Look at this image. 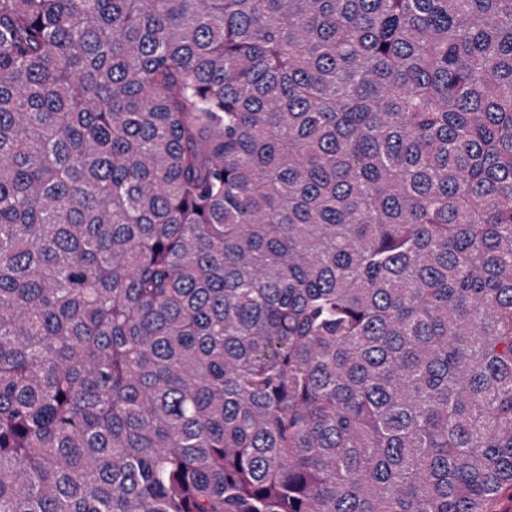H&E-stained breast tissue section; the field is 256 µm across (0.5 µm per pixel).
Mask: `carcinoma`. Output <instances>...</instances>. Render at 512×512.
<instances>
[{"mask_svg":"<svg viewBox=\"0 0 512 512\" xmlns=\"http://www.w3.org/2000/svg\"><path fill=\"white\" fill-rule=\"evenodd\" d=\"M512 0H0V512H500Z\"/></svg>","mask_w":512,"mask_h":512,"instance_id":"1","label":"carcinoma"}]
</instances>
